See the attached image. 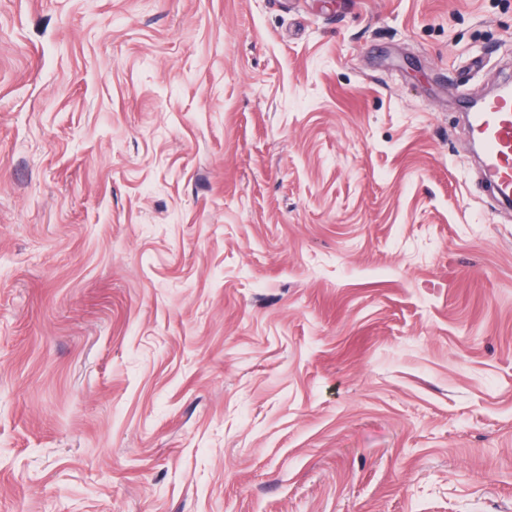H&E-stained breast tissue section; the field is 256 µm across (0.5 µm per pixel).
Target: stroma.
Wrapping results in <instances>:
<instances>
[{
  "instance_id": "stroma-1",
  "label": "stroma",
  "mask_w": 512,
  "mask_h": 512,
  "mask_svg": "<svg viewBox=\"0 0 512 512\" xmlns=\"http://www.w3.org/2000/svg\"><path fill=\"white\" fill-rule=\"evenodd\" d=\"M512 0H0V512H512ZM471 132L480 139L487 175L500 199L512 201V97L487 101L482 112L467 116Z\"/></svg>"
}]
</instances>
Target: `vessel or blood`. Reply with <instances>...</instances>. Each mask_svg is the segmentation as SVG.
<instances>
[{
  "instance_id": "vessel-or-blood-1",
  "label": "vessel or blood",
  "mask_w": 512,
  "mask_h": 512,
  "mask_svg": "<svg viewBox=\"0 0 512 512\" xmlns=\"http://www.w3.org/2000/svg\"><path fill=\"white\" fill-rule=\"evenodd\" d=\"M479 138L483 162L493 188L503 202L512 201V97L493 98L484 109L468 114Z\"/></svg>"
}]
</instances>
